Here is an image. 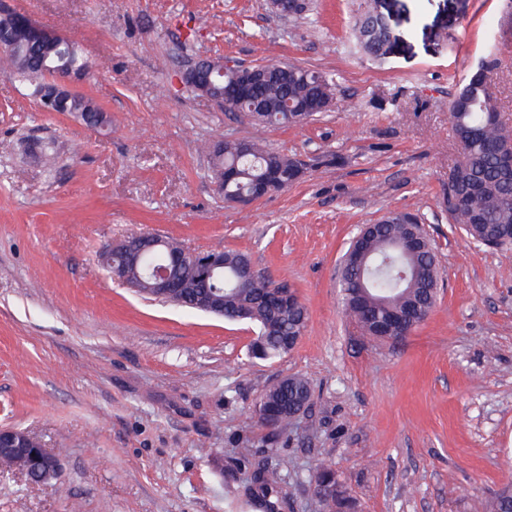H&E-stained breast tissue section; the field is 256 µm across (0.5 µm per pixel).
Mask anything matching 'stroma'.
Returning a JSON list of instances; mask_svg holds the SVG:
<instances>
[{"label":"stroma","instance_id":"stroma-1","mask_svg":"<svg viewBox=\"0 0 512 512\" xmlns=\"http://www.w3.org/2000/svg\"><path fill=\"white\" fill-rule=\"evenodd\" d=\"M78 43L73 84L105 124L43 111L0 63V426L38 436L61 480L0 470V512H320L329 465L359 512H476L512 484V244L456 229L445 198L455 94L486 57L512 122L505 0H375L391 38L363 53V0H0ZM299 65L332 77L328 112L255 131L191 91L202 57ZM260 136L303 177L225 203L202 146ZM420 217L442 271L430 315L368 342L346 316L342 255L359 225ZM157 233L186 252L247 253L308 310L296 348L250 357L246 322L136 294L102 266L108 243ZM305 376L312 405L280 437L293 459L258 494L241 458L267 430L251 412L275 379ZM374 14L375 13L371 11H364L361 19L356 23L354 27V38L360 44L365 53L373 56L378 55L381 51L377 46V39H374L371 36L367 28V21Z\"/></svg>","mask_w":512,"mask_h":512}]
</instances>
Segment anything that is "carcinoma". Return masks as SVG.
<instances>
[{
    "mask_svg": "<svg viewBox=\"0 0 512 512\" xmlns=\"http://www.w3.org/2000/svg\"><path fill=\"white\" fill-rule=\"evenodd\" d=\"M373 15L365 11L362 19L354 27V38L363 51L377 55L380 48L377 40L368 31L367 19ZM6 35L16 43L17 51L7 59L16 74L35 82L34 93L47 82L49 67L56 63L55 52L32 40L27 32L15 26L0 29V36ZM330 82L324 83L303 69L292 70L285 82H263L255 85L253 97L261 98L270 105L263 117L255 119L260 128L269 125H294V114L280 108L285 99L305 103L315 101L332 93ZM67 111L81 116L97 115L105 121L103 112L89 99L75 95L68 102ZM449 121L455 137L463 143V161L454 168V187L461 193L476 191L475 212L462 210L452 214L467 238L482 244L488 228L495 224H512V178L500 173L492 145L507 134V129L499 119V107L487 83L475 77L462 86L457 93L449 113ZM212 167H224L234 173L235 178L224 184V200L230 202L237 196L247 195L256 182L275 168L280 172L277 190L282 191L296 183L291 174V161L288 155L265 148L261 140L252 138V152L242 154L234 141L224 142V154L211 153ZM406 227L394 217L383 225L378 233L366 243L368 253L365 280L367 301L358 304L348 294L342 295V304L347 316L360 328L364 337L378 342L375 335L376 318L387 311H424L429 315L436 304L437 285L440 270L435 254L429 252L405 253L398 244L405 240ZM181 250L173 238L164 239V244L144 257L136 271L135 282L138 288L150 287V276L145 272L149 266H159L170 253ZM247 255L224 251V270L215 274L209 281L215 294L224 297V318L235 321L242 311L248 312V322L255 325L258 335L263 338L260 351L252 355L260 359H271L286 355L283 343L306 328L307 310L300 306H272L266 297L272 289L280 287L270 276L262 273L248 288H238L235 283V267ZM173 277L179 279L183 288L167 301L186 308H193L195 295L201 283L202 267L188 260L178 269L172 270ZM311 399L308 380L302 375L281 378L265 388L253 409V415L271 437L288 426L289 416L303 402ZM277 408L279 423L273 424L262 416L263 408ZM280 464L270 465L268 459L257 463L254 471L255 483L264 496L275 492L281 482ZM322 512H341L342 504L355 512L356 502L341 482H336V495L328 493L320 499ZM480 512H512V491L504 490L491 500L480 503Z\"/></svg>",
    "mask_w": 512,
    "mask_h": 512,
    "instance_id": "1",
    "label": "carcinoma"
}]
</instances>
